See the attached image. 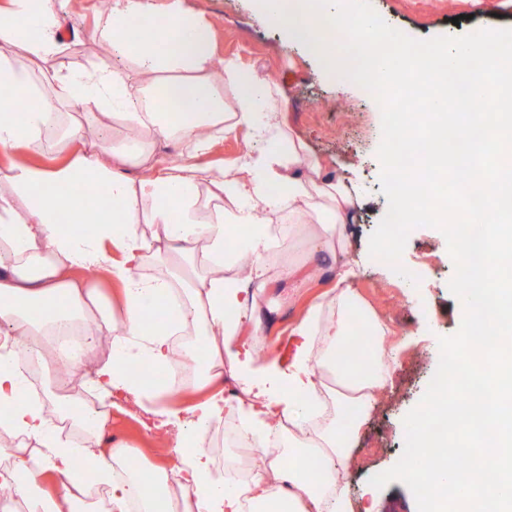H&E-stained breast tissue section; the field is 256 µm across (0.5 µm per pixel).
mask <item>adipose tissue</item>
<instances>
[{
  "mask_svg": "<svg viewBox=\"0 0 512 512\" xmlns=\"http://www.w3.org/2000/svg\"><path fill=\"white\" fill-rule=\"evenodd\" d=\"M69 0H9L0 10V149L12 157L0 177V324L7 353L0 354V449L11 466L0 486L11 490L0 512H75L87 475L109 489V512H156L159 486L167 488L166 512H343L344 475L354 459L356 430L376 408L391 376L388 329L352 287L353 270L339 272L336 294L309 305L295 333L301 343L291 366L276 356L241 355L257 335V312L271 281L300 279L289 261L272 263L273 217L301 224L310 251L347 256L346 232L356 199L344 180L331 178L289 126L278 92L265 77L237 63L218 61L210 28L172 10L164 43L132 38V20H156L147 0H112L96 35L126 69L57 68L39 82L27 59L49 61L63 49L59 15ZM232 100H225V91ZM190 104L172 111L173 100ZM130 125L135 138L94 139L91 125ZM245 129L265 139L260 155L234 176L223 170L178 165L154 170L157 144L191 143L205 152L212 133ZM52 144L61 163L39 166L30 154ZM139 177L125 176V167ZM100 194L80 192L83 183ZM81 224L92 233L78 232ZM249 225L238 237V225ZM119 259H112L111 251ZM247 268L246 282L232 272ZM102 270L122 287V320L93 280L79 271ZM149 308L173 309L172 324L147 326ZM362 326L365 352L349 360L345 347ZM82 328L76 352L43 351L39 339ZM53 359L72 371H89L100 408L75 422L89 433L75 443L50 414L54 396L36 397L9 352ZM208 352L210 370L187 376V406L133 379L130 364L168 366L196 361ZM230 370L240 384L238 417L245 435L259 439L283 432L288 464L273 448L250 451V476L226 487L204 446L221 421L224 397L197 394ZM136 397L171 427L172 466L143 478L120 475L132 455L116 444L99 451L113 406V392ZM326 467L318 478L306 469L309 453Z\"/></svg>",
  "mask_w": 512,
  "mask_h": 512,
  "instance_id": "1",
  "label": "adipose tissue"
}]
</instances>
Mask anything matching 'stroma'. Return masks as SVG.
Here are the masks:
<instances>
[{
  "instance_id": "1",
  "label": "stroma",
  "mask_w": 512,
  "mask_h": 512,
  "mask_svg": "<svg viewBox=\"0 0 512 512\" xmlns=\"http://www.w3.org/2000/svg\"><path fill=\"white\" fill-rule=\"evenodd\" d=\"M152 9L179 8L206 23L213 32L217 59L232 60L242 68L257 69L277 87L288 123L305 141L330 174L341 175L353 186L358 204L348 228L355 245L369 237L388 211L379 183L377 149L382 140L381 110L374 96L354 85L337 92L322 73L319 61L304 46H290L274 28L257 16L253 0H149ZM372 8L392 28L416 39L461 36L476 29L512 28V0H370ZM102 11L99 0H72L61 17L65 42L62 60L73 69L104 66L123 68L121 59L98 42L94 25ZM262 141L245 131L212 138L205 153L171 142L155 151L151 163L164 168L195 163L233 174L249 155L259 154ZM404 271H416V280L384 262L358 269L354 286L386 322L388 342L395 348L391 379L373 414L360 425L353 448L354 464L347 475L348 512H415L409 488L394 481L368 494L373 473L393 467L405 439L403 420L422 398L439 363V340L457 332L455 297L448 283L455 266L443 234L419 226L411 230L400 259ZM336 271L324 266L321 277L292 290L277 281L265 290L264 304L275 314L263 326L257 353L276 352L289 363L299 342L294 329L312 302L336 292ZM146 415L135 403L112 407L101 437L102 448L122 442L134 450L133 469L150 472L169 466L172 448L145 428Z\"/></svg>"
}]
</instances>
